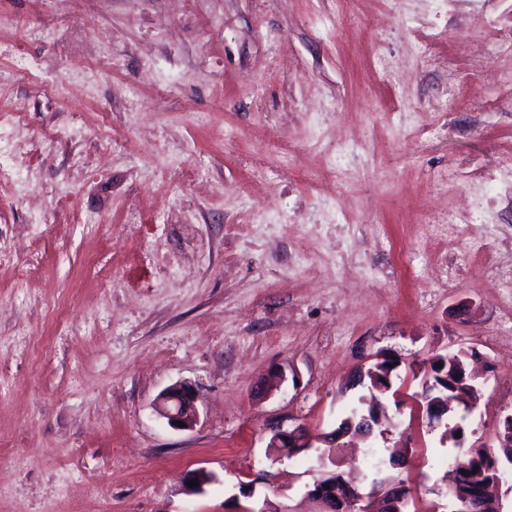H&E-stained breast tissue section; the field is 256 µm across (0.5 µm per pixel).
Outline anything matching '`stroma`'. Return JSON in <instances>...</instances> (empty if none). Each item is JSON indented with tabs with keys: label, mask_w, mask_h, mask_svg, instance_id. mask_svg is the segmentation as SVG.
Listing matches in <instances>:
<instances>
[{
	"label": "stroma",
	"mask_w": 512,
	"mask_h": 512,
	"mask_svg": "<svg viewBox=\"0 0 512 512\" xmlns=\"http://www.w3.org/2000/svg\"><path fill=\"white\" fill-rule=\"evenodd\" d=\"M507 37L512 0H0V113L26 112L0 128V512H310L315 450L272 461L266 427L333 430L379 353L476 348L466 443L494 444L512 198L486 224L423 223L512 173ZM476 237L485 253L438 283ZM403 380L384 402L414 462L392 475L412 512H448V447ZM180 381L200 393L190 430L153 409ZM199 468L213 479L187 494Z\"/></svg>",
	"instance_id": "obj_1"
}]
</instances>
